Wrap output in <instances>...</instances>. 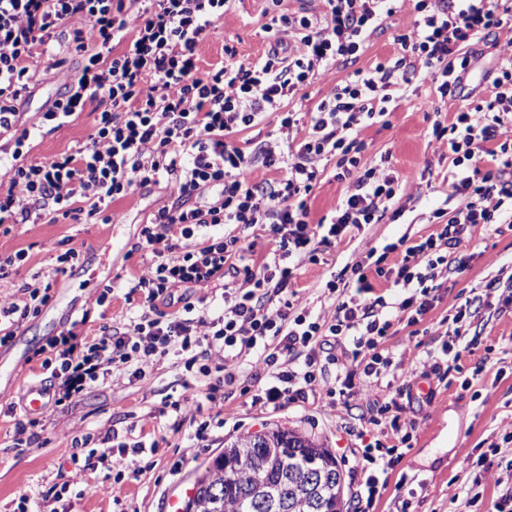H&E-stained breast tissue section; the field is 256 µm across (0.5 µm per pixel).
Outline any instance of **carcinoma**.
Listing matches in <instances>:
<instances>
[{
  "instance_id": "cac0c4a2",
  "label": "carcinoma",
  "mask_w": 512,
  "mask_h": 512,
  "mask_svg": "<svg viewBox=\"0 0 512 512\" xmlns=\"http://www.w3.org/2000/svg\"><path fill=\"white\" fill-rule=\"evenodd\" d=\"M342 486L330 449L276 427L227 444L196 477L184 512H343Z\"/></svg>"
}]
</instances>
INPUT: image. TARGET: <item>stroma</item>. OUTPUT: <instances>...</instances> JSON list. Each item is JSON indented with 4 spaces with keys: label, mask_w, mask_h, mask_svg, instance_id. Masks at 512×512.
Masks as SVG:
<instances>
[{
    "label": "stroma",
    "mask_w": 512,
    "mask_h": 512,
    "mask_svg": "<svg viewBox=\"0 0 512 512\" xmlns=\"http://www.w3.org/2000/svg\"><path fill=\"white\" fill-rule=\"evenodd\" d=\"M314 6V0H282L278 6L271 0H234L199 48L201 70L224 61L228 46L236 50L237 60H257L267 50L265 25L271 16ZM416 19L410 8L386 18L355 59L303 87L300 98L293 101L294 108L310 111L348 73L396 57V36L412 30ZM82 66V57L71 55L47 76L42 62H35L32 93L20 106L21 124L40 122ZM393 98L395 108L388 126L373 125L363 130L362 137L367 154H390L394 170L409 177L407 190L397 198L404 214L395 221L386 218L349 230L340 240L321 247L317 262L297 270L292 288L311 316L329 306L321 290L331 275L360 260L370 248L428 236L436 229L433 212H449L457 205L448 196V150L430 142L427 133L434 122L450 124L460 102H437L431 84L419 79L394 92ZM93 119L90 111L80 112L70 123L39 138L28 154L29 161H47L85 142ZM348 188V182L336 179L334 168H326L308 201L312 219L331 214ZM173 201L169 191L159 186L114 203L117 218L111 224L61 218L17 224L9 233H0V254L20 250L27 254L13 276L0 281V300L5 302L19 298L21 285L34 274L50 273L58 255L68 248L81 250L79 260L68 266L72 279L57 278L49 303L23 320L17 336L0 346V512H17L19 497L27 491L32 494L31 512H167L169 500L187 499L201 466L223 452L225 443L243 434L276 425L287 427L315 437L341 456L349 442L344 425L351 415L361 414L367 399L385 396L405 383L410 394L399 400L401 419L415 427L413 446L386 473L387 489L376 512H396L406 497L412 498L415 512H463L466 491L478 478L468 460L512 431V309L496 305L482 308L467 325L461 339L460 369L450 372L447 381L415 379L411 364H395L382 384L368 387L366 399L349 410H329L321 389L307 402L264 410L257 400L267 382L247 369L236 385L225 388L223 405L211 404L203 399L207 378L187 373L181 355L173 351L157 362L145 380L116 375L62 405L51 404L36 416L28 415L24 394L29 386L45 382L48 372L42 363L49 339L74 320L81 322L82 333L94 334L100 326H118L130 316L133 307L126 299L125 285L151 259L149 252L137 247L140 230L151 211ZM469 236L466 268L439 279L437 300L425 319L414 328L402 321L395 323V334L387 343L393 356H401L410 343L424 352H438V330L454 307L480 294L491 278L505 281L512 277V229L497 231L479 225L471 228ZM115 280L121 282V289L107 293V286ZM464 376L472 380L466 388L460 385ZM192 394L203 399L200 413L181 431H173L168 420L172 404ZM31 417L37 421L38 439L30 447H17L16 424ZM201 421L209 424L203 441L193 437ZM108 431L128 444H156L157 451L125 453L117 465L89 458V469L74 470L72 454L89 457L87 449H76V442L97 440ZM117 482L123 497L118 505L112 501ZM58 488L64 491L62 499L41 500V493Z\"/></svg>",
    "instance_id": "stroma-1"
}]
</instances>
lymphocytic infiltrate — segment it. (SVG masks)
Listing matches in <instances>:
<instances>
[{
	"mask_svg": "<svg viewBox=\"0 0 512 512\" xmlns=\"http://www.w3.org/2000/svg\"><path fill=\"white\" fill-rule=\"evenodd\" d=\"M231 0H0V136L12 147L13 165L0 191V224H35L44 218L112 223L113 202L149 185H164L175 204L154 211L139 246L152 258L131 283L141 299L122 326L88 336L70 328L49 342V370L62 399L102 385L119 373L148 377L171 349L184 352L185 370L211 383L217 403L241 369L263 368L272 382L263 406L305 401L322 385L331 405L357 399L354 380L380 378L393 321L416 325L434 306L433 281L447 275L451 254L466 248L468 228L512 227V0H318L314 12L280 14L267 24L274 41L254 62H227L200 72L198 47ZM418 15L398 35L396 60L357 69L333 85L310 112L289 103L310 80L351 60L376 32L383 15L404 7ZM490 38L500 53L485 95L456 112L450 125L434 122L432 136L446 145L453 169L450 213L435 211L439 227L419 241L368 250L328 280L333 302L311 317L297 303L291 281L318 260L320 247L349 229L380 223L403 190L389 155H366L364 129L384 122L390 87L430 81L443 99L463 95L473 55L460 46ZM85 58L80 73L43 113L41 123H19L30 90L31 66L43 57L57 68L64 55ZM92 108L85 143L46 162L25 156L45 125L60 128ZM276 117L254 148L234 135ZM335 161L338 180L352 186L336 209L311 222L307 199ZM268 175L261 178L257 167ZM233 225L230 235L213 227ZM267 233L256 251V231ZM391 282L397 295L375 294L372 277ZM205 288L196 304L175 312L162 305L174 289ZM24 299L0 304V338L14 336L21 320L49 300L48 288L24 286ZM512 305L499 279L483 297L456 307L442 350L451 355L476 305L492 299ZM396 398L369 403L363 422L373 443L351 449L363 478L351 512H373L385 484L380 476L398 450L413 445Z\"/></svg>",
	"mask_w": 512,
	"mask_h": 512,
	"instance_id": "f902f5d3",
	"label": "lymphocytic infiltrate"
}]
</instances>
